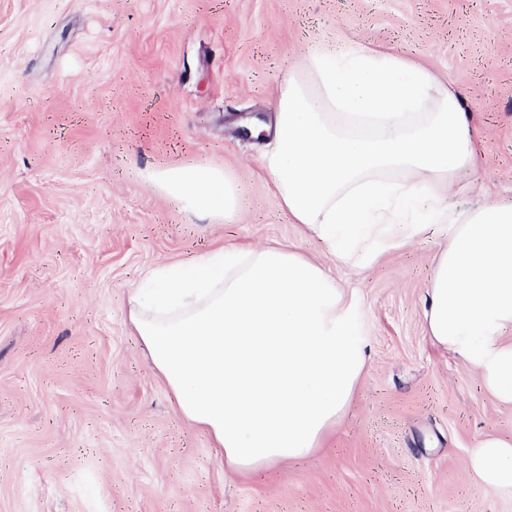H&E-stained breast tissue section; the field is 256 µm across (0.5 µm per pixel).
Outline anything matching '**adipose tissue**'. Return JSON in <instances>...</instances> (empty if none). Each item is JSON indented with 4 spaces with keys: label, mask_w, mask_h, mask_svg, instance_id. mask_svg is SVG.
<instances>
[{
    "label": "adipose tissue",
    "mask_w": 512,
    "mask_h": 512,
    "mask_svg": "<svg viewBox=\"0 0 512 512\" xmlns=\"http://www.w3.org/2000/svg\"><path fill=\"white\" fill-rule=\"evenodd\" d=\"M262 166L281 204L337 263L370 268L442 226L423 298L431 344L512 403V198L455 208L458 172H477L469 112L430 70L352 44L308 48L275 102ZM144 181L200 219L233 214L218 166L147 169ZM128 318L183 417L228 471L304 459L345 417L369 359L357 306L320 262L288 246L229 244L147 275ZM467 470L512 491V437H488Z\"/></svg>",
    "instance_id": "obj_1"
}]
</instances>
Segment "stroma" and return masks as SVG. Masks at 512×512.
I'll list each match as a JSON object with an SVG mask.
<instances>
[{
  "instance_id": "1",
  "label": "stroma",
  "mask_w": 512,
  "mask_h": 512,
  "mask_svg": "<svg viewBox=\"0 0 512 512\" xmlns=\"http://www.w3.org/2000/svg\"><path fill=\"white\" fill-rule=\"evenodd\" d=\"M426 66L462 98L478 174L512 194V0H0V512H512L466 470L512 404L428 340L437 226L368 270L335 265L261 169L272 102L311 46ZM209 164L242 188L201 220L148 168ZM285 244L353 294L370 358L308 459L243 478L185 422L128 298L160 265Z\"/></svg>"
}]
</instances>
